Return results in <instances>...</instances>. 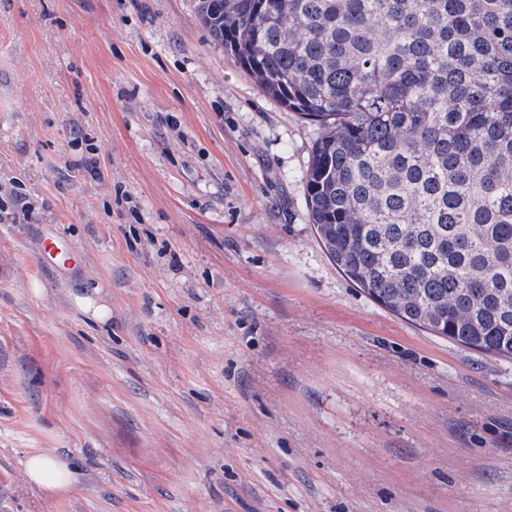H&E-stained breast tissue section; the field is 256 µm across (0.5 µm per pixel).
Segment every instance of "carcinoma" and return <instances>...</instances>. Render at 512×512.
Listing matches in <instances>:
<instances>
[{"mask_svg":"<svg viewBox=\"0 0 512 512\" xmlns=\"http://www.w3.org/2000/svg\"><path fill=\"white\" fill-rule=\"evenodd\" d=\"M199 19L317 127L306 205L336 267L512 362V0H200Z\"/></svg>","mask_w":512,"mask_h":512,"instance_id":"obj_1","label":"carcinoma"}]
</instances>
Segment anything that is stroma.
Listing matches in <instances>:
<instances>
[{
	"label": "stroma",
	"instance_id": "obj_1",
	"mask_svg": "<svg viewBox=\"0 0 512 512\" xmlns=\"http://www.w3.org/2000/svg\"><path fill=\"white\" fill-rule=\"evenodd\" d=\"M197 12L0 0V512H512V363L336 269L316 127ZM24 469L28 482L51 496L69 491L78 480L65 462L45 454L30 455Z\"/></svg>",
	"mask_w": 512,
	"mask_h": 512
}]
</instances>
